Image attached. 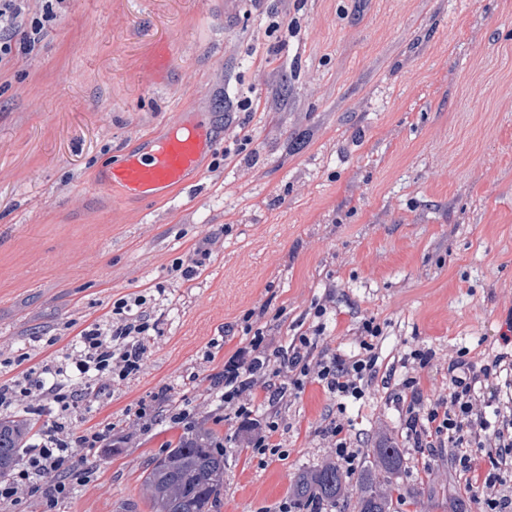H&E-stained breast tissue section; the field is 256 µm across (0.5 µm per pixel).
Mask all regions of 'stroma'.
Wrapping results in <instances>:
<instances>
[{
    "mask_svg": "<svg viewBox=\"0 0 512 512\" xmlns=\"http://www.w3.org/2000/svg\"><path fill=\"white\" fill-rule=\"evenodd\" d=\"M43 40L0 71V358L54 354L152 296L158 329L141 371L104 392L76 428L124 419L160 394L150 430L83 449L91 481L56 512H150L141 475L183 435L170 415L229 439L216 512H278L294 475L336 459L317 429L336 402L317 384L276 404L281 455L255 457L212 400L242 317L266 310L276 343L326 301L324 343L345 355L366 319L400 358L435 354L423 392H448V359L483 364L512 318V0H62ZM280 26L268 33L270 14ZM174 62L152 70L155 46ZM249 92L253 108L237 99ZM179 108L215 129L198 187L165 201L87 194L97 171L164 137ZM253 131L242 145L240 125ZM200 274L168 270L216 229ZM400 406L375 382L351 403L360 460L399 436ZM393 484L396 512H454L448 451ZM464 499V498H463Z\"/></svg>",
    "mask_w": 512,
    "mask_h": 512,
    "instance_id": "35a3bbf8",
    "label": "stroma"
}]
</instances>
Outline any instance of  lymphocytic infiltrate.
<instances>
[{
  "mask_svg": "<svg viewBox=\"0 0 512 512\" xmlns=\"http://www.w3.org/2000/svg\"><path fill=\"white\" fill-rule=\"evenodd\" d=\"M54 0H0V70L18 54L31 53L47 26L56 18ZM327 307L313 305V319L291 341L275 344L266 328L244 315L246 340L224 359V372L215 398L225 419L238 422L247 432L254 454L276 455L281 424L276 414L259 410V396L300 392L307 384L320 385L336 401L319 432L346 464L357 458L348 403L366 399L378 377V340L381 327L369 319L362 325L359 351L350 356L320 350ZM157 324L146 295L122 297L112 304L107 323H93L77 339L50 358L30 364L20 353L14 365L20 374L0 383V407L27 406L44 401L56 411L36 433L29 448L7 477L0 479V505L22 504L28 496L43 494L47 505L69 498L76 486L88 483L93 469L79 456L82 448H110L125 442L122 424L112 421L76 430L71 417L91 407L99 397L93 381L105 376L123 382L136 375L144 361L145 340ZM434 358L432 351L414 349L402 359L411 367L401 383L402 431L415 448L485 449L487 469L480 485L464 479L463 490L478 488L483 512H512V489L504 475L512 471V360L495 358L473 367L464 352L448 363V394L426 399L421 371Z\"/></svg>",
  "mask_w": 512,
  "mask_h": 512,
  "instance_id": "lymphocytic-infiltrate-1",
  "label": "lymphocytic infiltrate"
}]
</instances>
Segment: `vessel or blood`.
I'll use <instances>...</instances> for the list:
<instances>
[{
    "label": "vessel or blood",
    "instance_id": "b4317fda",
    "mask_svg": "<svg viewBox=\"0 0 512 512\" xmlns=\"http://www.w3.org/2000/svg\"><path fill=\"white\" fill-rule=\"evenodd\" d=\"M213 144L212 129L205 121L176 111L165 138L146 142L144 149L127 152L112 167L95 175L92 186L116 190L134 199L166 198L173 190L201 180L202 160Z\"/></svg>",
    "mask_w": 512,
    "mask_h": 512
}]
</instances>
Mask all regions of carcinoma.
I'll list each match as a JSON object with an SVG mask.
<instances>
[{
    "instance_id": "obj_1",
    "label": "carcinoma",
    "mask_w": 512,
    "mask_h": 512,
    "mask_svg": "<svg viewBox=\"0 0 512 512\" xmlns=\"http://www.w3.org/2000/svg\"><path fill=\"white\" fill-rule=\"evenodd\" d=\"M32 429L20 420L0 418V478L18 464ZM217 444L214 431L199 429L180 437L150 463L143 486L152 512H212L224 484V449ZM401 465L399 447L385 440L375 449L373 461L360 470V493L354 504L343 499L347 474L332 463L295 476L291 493L302 507L315 499L337 512H391L390 475Z\"/></svg>"
}]
</instances>
